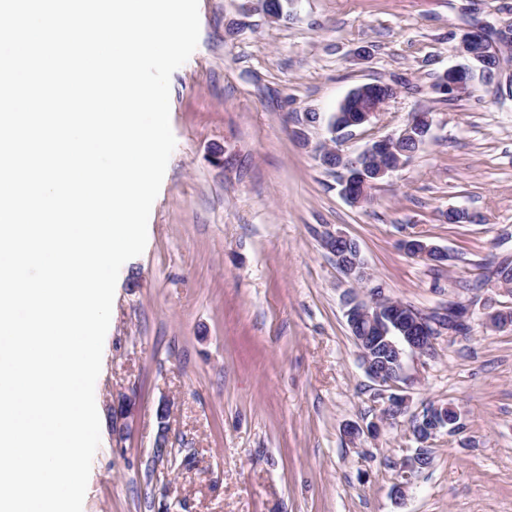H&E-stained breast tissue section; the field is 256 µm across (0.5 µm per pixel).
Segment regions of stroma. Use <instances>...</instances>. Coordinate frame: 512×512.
Masks as SVG:
<instances>
[{"instance_id": "obj_1", "label": "stroma", "mask_w": 512, "mask_h": 512, "mask_svg": "<svg viewBox=\"0 0 512 512\" xmlns=\"http://www.w3.org/2000/svg\"><path fill=\"white\" fill-rule=\"evenodd\" d=\"M196 50L170 78L176 139L144 252L122 266L95 384L101 443L83 512H512V293L475 278L512 259V86L434 85L463 65L465 32L512 25V0H199ZM403 79L385 112L346 138L355 154L430 113L425 143L356 207L316 148L355 87ZM315 112L317 123L305 115ZM228 162L214 164L213 155ZM470 222L451 224L448 209ZM355 239L386 296L465 328L405 353L410 409L452 404L405 496L409 417L349 438L384 405L348 329L350 288L318 233ZM417 234L451 256L405 254ZM130 397L123 433L114 405ZM167 418H160L161 408ZM418 468V462L414 456H406L401 461L394 483L395 494L399 497L405 495L406 489L411 483L412 477L415 475Z\"/></svg>"}]
</instances>
